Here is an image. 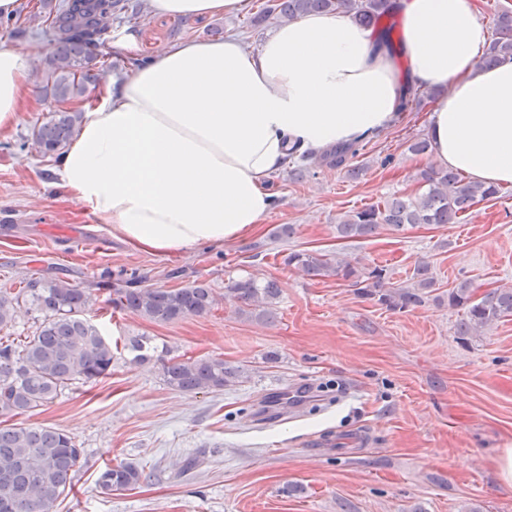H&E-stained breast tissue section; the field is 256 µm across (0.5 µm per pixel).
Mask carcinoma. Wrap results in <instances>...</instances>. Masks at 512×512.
<instances>
[{
  "mask_svg": "<svg viewBox=\"0 0 512 512\" xmlns=\"http://www.w3.org/2000/svg\"><path fill=\"white\" fill-rule=\"evenodd\" d=\"M399 9V0H265L261 7L263 14H276L285 21L313 12L346 14L372 31L390 52ZM127 10V0H76L63 4L45 20L54 47L44 59L41 82L45 99L56 107L33 133L43 155L58 156L76 134L82 113L64 105L89 99L99 87L103 72L97 59L104 57L109 20L112 14ZM495 34L484 64L512 60V10L497 14ZM421 104L418 89L406 87L398 111L415 112ZM358 152L357 144L338 145L315 160L320 166L341 167L356 176L359 168L350 161ZM420 187L424 188L421 193L393 195L342 214L336 224L337 237L365 239L386 229L402 232L419 224H452L477 201L498 194L494 186L467 181L454 170L433 167L421 172ZM287 261L316 278L348 281L361 295L391 310L419 306L436 286L431 266L424 260L407 283L396 286L390 283L386 268L376 266L362 272L335 254L292 251ZM112 293L113 308L159 324L202 317L217 305L213 289L202 282L183 288H141L129 279ZM278 297L279 286L274 280H231L224 289V298L236 305L239 315L258 322L273 317ZM444 298L448 308L463 312L458 324L461 336H484L512 318V288L480 292L472 282L461 281L449 288ZM22 302L41 317L35 331L22 343L0 341L1 419L47 407L64 387L79 381L94 382L112 369V347L88 318L90 292L61 277L34 278L16 293L1 290L0 330L12 325ZM154 341L151 336H137L129 340L127 349L135 352L138 360L155 355L162 362L166 385L173 390L221 392L240 378V370L220 357H172L168 346L160 347ZM83 456L75 440L54 427L0 425V512H53L71 493ZM145 479L144 471L132 463H109L100 472L97 486L106 493L128 491Z\"/></svg>",
  "mask_w": 512,
  "mask_h": 512,
  "instance_id": "1",
  "label": "carcinoma"
}]
</instances>
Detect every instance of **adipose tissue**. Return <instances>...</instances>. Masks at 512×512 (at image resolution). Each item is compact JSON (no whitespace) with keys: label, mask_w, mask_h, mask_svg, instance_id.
I'll use <instances>...</instances> for the list:
<instances>
[{"label":"adipose tissue","mask_w":512,"mask_h":512,"mask_svg":"<svg viewBox=\"0 0 512 512\" xmlns=\"http://www.w3.org/2000/svg\"><path fill=\"white\" fill-rule=\"evenodd\" d=\"M246 0H148L188 21ZM409 81L447 89L429 116L433 159L471 181L512 186V60L482 67L477 0H401ZM405 80V81H408ZM371 31L344 14L284 23L252 51L239 36L163 47L87 109L55 173L67 199L156 255L238 240L275 205L289 152L353 144L401 124L404 88ZM31 88L29 62L0 45V131Z\"/></svg>","instance_id":"adipose-tissue-1"}]
</instances>
